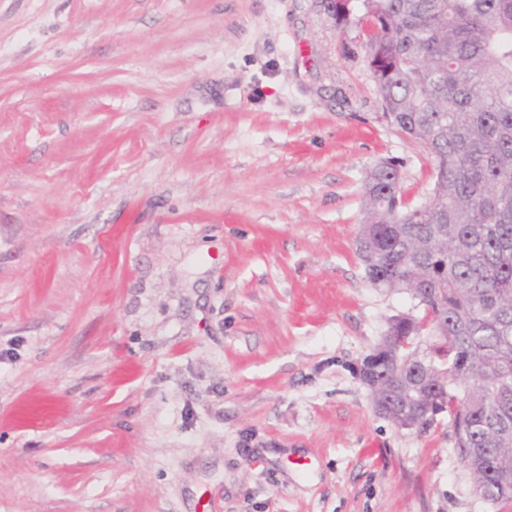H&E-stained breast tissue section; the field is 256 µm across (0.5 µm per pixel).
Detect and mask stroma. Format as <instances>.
<instances>
[{
	"mask_svg": "<svg viewBox=\"0 0 512 512\" xmlns=\"http://www.w3.org/2000/svg\"><path fill=\"white\" fill-rule=\"evenodd\" d=\"M328 0H0V512H512L378 416L367 170L434 162Z\"/></svg>",
	"mask_w": 512,
	"mask_h": 512,
	"instance_id": "35a3bbf8",
	"label": "stroma"
}]
</instances>
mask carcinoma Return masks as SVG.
Returning <instances> with one entry per match:
<instances>
[{"label": "carcinoma", "instance_id": "cac0c4a2", "mask_svg": "<svg viewBox=\"0 0 512 512\" xmlns=\"http://www.w3.org/2000/svg\"><path fill=\"white\" fill-rule=\"evenodd\" d=\"M335 18L369 22L383 116L434 161L414 207L395 161L366 173L356 254L375 288L415 278L424 309L389 320L396 361L363 359L370 395L420 434L440 402L489 500L512 501V0H337Z\"/></svg>", "mask_w": 512, "mask_h": 512}]
</instances>
